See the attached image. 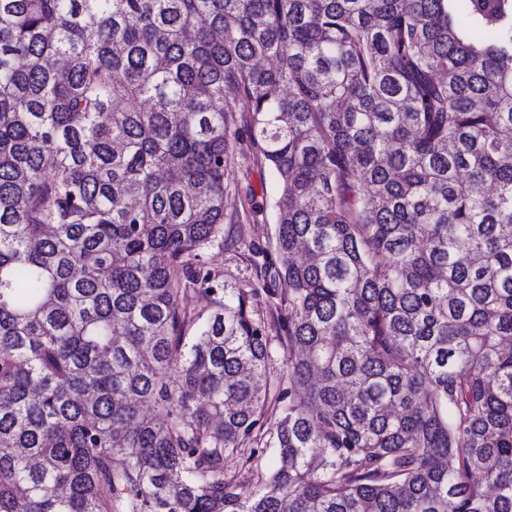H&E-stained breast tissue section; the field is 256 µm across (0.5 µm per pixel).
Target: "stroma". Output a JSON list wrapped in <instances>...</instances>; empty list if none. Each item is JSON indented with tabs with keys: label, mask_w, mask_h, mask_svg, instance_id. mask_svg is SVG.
I'll return each instance as SVG.
<instances>
[{
	"label": "stroma",
	"mask_w": 512,
	"mask_h": 512,
	"mask_svg": "<svg viewBox=\"0 0 512 512\" xmlns=\"http://www.w3.org/2000/svg\"><path fill=\"white\" fill-rule=\"evenodd\" d=\"M247 113L234 115L233 156L228 166V192L224 209V236L232 248H210L206 258L223 281L249 289L257 284L250 248L273 250L278 199L269 168L247 149Z\"/></svg>",
	"instance_id": "obj_1"
}]
</instances>
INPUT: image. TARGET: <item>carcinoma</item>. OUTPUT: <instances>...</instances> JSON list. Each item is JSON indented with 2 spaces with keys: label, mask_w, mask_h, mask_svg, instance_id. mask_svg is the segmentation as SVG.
Listing matches in <instances>:
<instances>
[{
  "label": "carcinoma",
  "mask_w": 512,
  "mask_h": 512,
  "mask_svg": "<svg viewBox=\"0 0 512 512\" xmlns=\"http://www.w3.org/2000/svg\"><path fill=\"white\" fill-rule=\"evenodd\" d=\"M115 502L512 512V0H0V512ZM248 112H235L233 157L228 164V192L224 209V239L234 246L222 252L217 246L206 251L209 267L223 281L249 290L257 286L256 268L249 247L268 250L274 257V234L278 199L269 168L248 151Z\"/></svg>",
  "instance_id": "obj_1"
}]
</instances>
